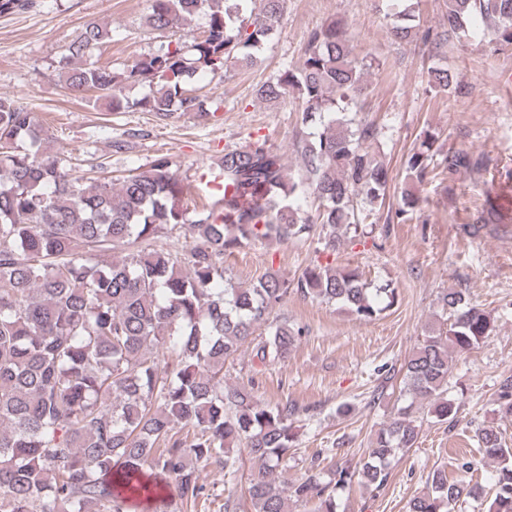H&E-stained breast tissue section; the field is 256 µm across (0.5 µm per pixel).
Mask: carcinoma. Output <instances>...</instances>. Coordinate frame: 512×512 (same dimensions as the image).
Wrapping results in <instances>:
<instances>
[{
  "label": "carcinoma",
  "instance_id": "carcinoma-1",
  "mask_svg": "<svg viewBox=\"0 0 512 512\" xmlns=\"http://www.w3.org/2000/svg\"><path fill=\"white\" fill-rule=\"evenodd\" d=\"M154 29H188L207 18L200 37L178 39L122 71L87 63L112 39L97 22L84 25L59 60L71 93L97 92L112 112H147L160 121L192 113L206 118L193 85L205 74L252 66L278 29L284 0H262L243 18V0H149ZM413 0H391V34L419 38L438 50L481 19L491 43L512 49V0H445L446 26L421 28ZM367 64L357 61L342 27L327 21L307 33L299 65L262 84L265 101L289 93L301 102L296 139L304 174L287 172L264 136L224 150L214 178L222 195L205 216L188 221L184 185L167 154L110 179L107 162L65 165L48 131L17 100L0 96V512H191L206 495L198 465L236 469L244 450L257 463L248 487L252 512H288V501H314L339 512L338 494L354 483L376 489L389 479L396 453L417 443L424 415L451 423L446 397L449 353H464L490 336V316L464 291L441 296L446 315L432 326L403 369L410 403L378 431L367 459L338 466L324 481L281 480L295 442L292 405L271 409L246 385L224 384V366L256 341L261 363L288 356L299 332L270 322L273 309L296 294L376 319L396 301L391 284L371 285L358 268L312 263L289 281L268 272L246 287L223 288L224 256L259 240L288 242L318 235L336 254L339 231L355 232L385 205L392 177L373 150L380 129L358 118L356 98ZM436 88L453 85L448 70L430 71ZM122 84L148 94L129 99ZM424 133L405 161L406 176L388 222L413 220L414 188L440 175L452 181L478 168L463 148L439 153ZM181 229L184 255L158 245ZM125 254L106 260L116 248ZM267 327V334L255 333ZM165 349L162 357L147 351ZM476 452L498 463L489 512H512V448L493 428L478 431ZM483 488L450 482L437 470L410 512H453Z\"/></svg>",
  "mask_w": 512,
  "mask_h": 512
}]
</instances>
